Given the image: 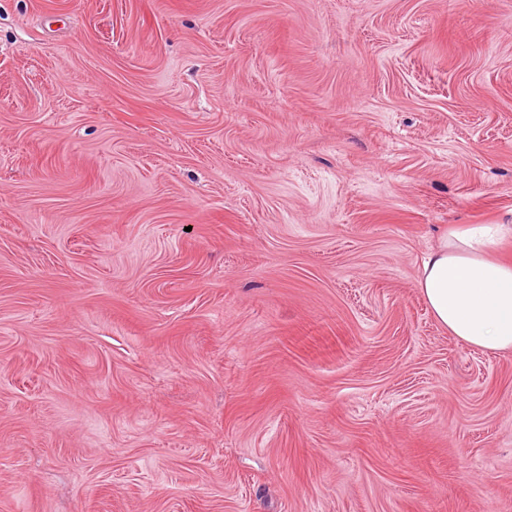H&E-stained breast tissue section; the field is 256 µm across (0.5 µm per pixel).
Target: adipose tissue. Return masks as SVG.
Listing matches in <instances>:
<instances>
[{"label":"adipose tissue","instance_id":"obj_1","mask_svg":"<svg viewBox=\"0 0 512 512\" xmlns=\"http://www.w3.org/2000/svg\"><path fill=\"white\" fill-rule=\"evenodd\" d=\"M511 240V224L455 226L422 262L419 291L463 345L512 351V260L498 253Z\"/></svg>","mask_w":512,"mask_h":512}]
</instances>
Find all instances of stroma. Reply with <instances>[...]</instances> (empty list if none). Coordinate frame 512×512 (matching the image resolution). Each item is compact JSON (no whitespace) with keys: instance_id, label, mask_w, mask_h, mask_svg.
<instances>
[{"instance_id":"35a3bbf8","label":"stroma","mask_w":512,"mask_h":512,"mask_svg":"<svg viewBox=\"0 0 512 512\" xmlns=\"http://www.w3.org/2000/svg\"><path fill=\"white\" fill-rule=\"evenodd\" d=\"M455 224H512V0H0V512H512Z\"/></svg>"}]
</instances>
